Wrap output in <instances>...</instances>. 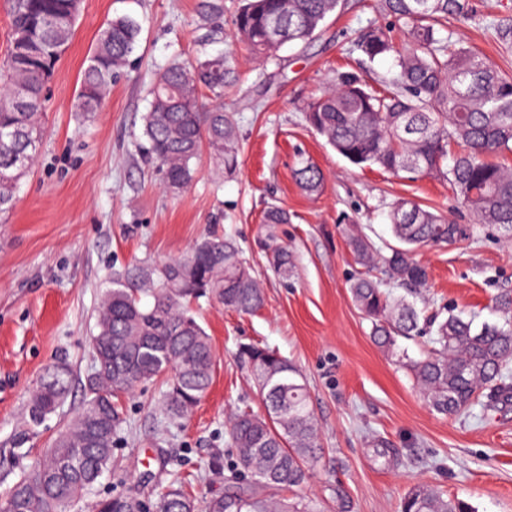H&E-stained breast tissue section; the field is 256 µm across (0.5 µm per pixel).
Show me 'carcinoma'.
I'll use <instances>...</instances> for the list:
<instances>
[{
    "label": "carcinoma",
    "mask_w": 512,
    "mask_h": 512,
    "mask_svg": "<svg viewBox=\"0 0 512 512\" xmlns=\"http://www.w3.org/2000/svg\"><path fill=\"white\" fill-rule=\"evenodd\" d=\"M11 37L0 61V213L14 204L15 189L32 166L41 141L44 88L69 45L77 11L73 0H11ZM343 0H239L232 23L238 42L262 57L281 46L312 39ZM382 11L402 31L366 30L356 48L370 63L391 56L396 72L374 89L352 72H338L328 89L304 109L309 126L336 152L360 168L418 173L448 181L473 223L451 224L413 200L391 207L396 244L383 254L356 226L348 240L364 271L350 284L358 310L372 323L373 342L398 358L434 411L463 416L484 402L512 405V290L495 297L501 321L474 325L448 316L419 325L421 311L393 299L383 282L417 288L426 279L415 259L424 246H450L483 230L512 241V73L462 43L448 21L475 17L471 0H381ZM496 39L512 46V21L494 26ZM141 25L129 15L112 18L88 58L78 92L80 112L98 110L116 71L139 47ZM235 77L234 55L168 64L155 77L144 116V150L169 188L192 183L203 146L232 172L238 165L235 112L224 107V86ZM22 88L24 107L14 97ZM310 193L324 187L322 170L301 159L294 170ZM270 264L288 276V248L270 244ZM147 293L152 303H142ZM212 297L240 314L259 310L265 294L250 263L230 237L209 236L187 255L155 268L128 269L113 277L92 338L94 368L84 383L77 422L23 472L0 501V512H71L112 468L120 424L119 396L166 377L163 405L168 418H185L207 394L214 355L209 336L190 313L193 299ZM429 332L431 347L415 359L398 339ZM257 383L265 413L231 414L226 446L233 458L221 496L197 503L171 487L149 503L151 512H321L311 498L275 494L305 484L309 464L320 457L318 425L300 373L276 352L239 348ZM65 364L45 370L32 392L29 424L40 425L71 392ZM142 503L123 496L97 501L95 512H139ZM400 512H473L437 486L416 483Z\"/></svg>",
    "instance_id": "1"
}]
</instances>
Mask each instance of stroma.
I'll list each match as a JSON object with an SVG mask.
<instances>
[{"instance_id":"1","label":"stroma","mask_w":512,"mask_h":512,"mask_svg":"<svg viewBox=\"0 0 512 512\" xmlns=\"http://www.w3.org/2000/svg\"><path fill=\"white\" fill-rule=\"evenodd\" d=\"M202 2L81 0L73 38L49 81L36 164L20 180L10 212L0 216V499L77 416L81 384L93 366L97 312L113 273L161 266L217 234L234 238L254 265L264 307L245 315L211 298L192 302L216 355L207 395L174 423L160 406L161 381L120 395L114 466L74 512H92L96 499L111 494L144 502L177 481L200 500L223 493L232 462L224 445L227 414L244 406L264 410L238 357L244 344L275 350L307 382L325 455L300 493L323 512H398L417 482L440 486L474 512H512V409L479 405L460 418L432 411L408 371L372 342L371 323L349 292L358 270L349 225L383 250L394 242L388 213L398 199L415 200L455 224L470 223L469 212L444 180L349 164L303 114L336 72H359L373 86L392 77V58L369 64L353 49L364 30L391 26V18L379 0H345L310 43L284 46L259 64L233 37L234 0H223L218 18L206 15ZM477 4V17L452 22V29L512 68V51L487 27L512 19V0ZM122 14L140 22V45L99 110L77 111L80 73L99 32ZM228 50L236 79L224 90V104L237 113L238 167L225 174L205 152L187 190L167 189L141 149L149 87L172 60ZM302 157L323 170L320 192L294 180ZM273 204L287 210L288 223H264ZM272 241L292 251L290 276L271 270ZM417 259L425 284L409 294L392 289V296L498 321L493 298L512 289V245L482 234L421 249ZM60 361L73 371V390L55 414L30 428V395L44 370ZM381 444L389 458L378 456Z\"/></svg>"}]
</instances>
